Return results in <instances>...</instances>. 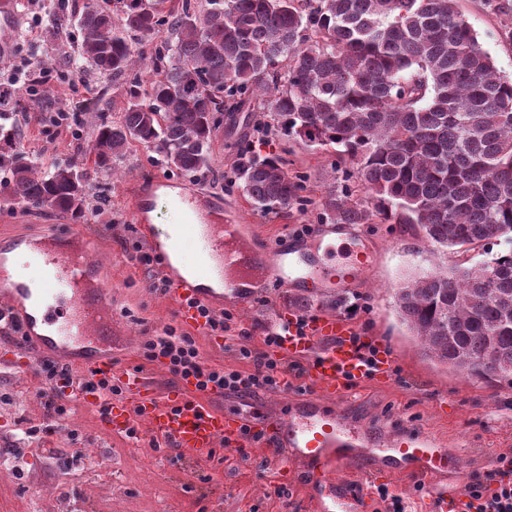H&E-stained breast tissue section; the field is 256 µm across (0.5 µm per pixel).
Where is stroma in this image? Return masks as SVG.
<instances>
[{"mask_svg": "<svg viewBox=\"0 0 512 512\" xmlns=\"http://www.w3.org/2000/svg\"><path fill=\"white\" fill-rule=\"evenodd\" d=\"M48 2L22 0L10 24L0 25V40L8 44L5 60L45 62L56 54V42L38 29ZM459 7L501 74L511 78L512 0H459ZM49 79L51 88L44 95L17 85L8 106L19 122L26 114L41 113V122L29 124L22 146L45 168L79 161L92 124L112 117V110H92L99 93L117 100L124 95L121 83L90 70L62 78L53 73ZM62 112L77 113L76 125L57 130L53 119ZM216 119L210 172L181 174L159 164L155 152L136 147L120 162L116 180L90 191L84 217L30 209L0 195V243L46 233L62 237L81 227L99 240L93 259L112 290V367L118 372L142 368L167 389L176 385L173 375L161 363L144 361L140 346L180 321L167 294L154 288L164 276L161 263L146 266L139 260L149 246L128 209L132 180L160 178L169 190L221 201L263 253L283 235L302 242V227L319 222L318 203L328 187L341 191L346 186L344 179L330 177L334 150L306 147L271 133L258 151L281 156L302 188L280 213L254 209L234 169L241 146L256 137L257 126L267 118L260 112L233 118L220 112ZM355 230L360 244L372 252L373 264L342 296L326 294L304 305L294 288L275 280L242 296L228 290L224 309L233 321L220 346H209L204 330L191 329V336L206 363L239 369V346L262 347L266 332L281 328L285 316H344L355 322L358 335L377 336L394 347V373L390 380L364 383L346 399H326V406L386 434L413 430L445 440L464 456L462 481L483 477L496 457L512 455V380L472 379L429 361L398 318L394 290L406 276L435 269L438 254L406 224H359ZM44 387L34 370L0 366V461L21 460L0 475V512H311L307 496L296 489L303 466L275 460L265 449L274 442L275 423L288 414L292 399L310 395L305 377L292 375L287 389L257 393L265 415L250 426L259 441L222 444L201 458L163 447L141 422L135 425L136 437L110 434L99 428L97 414L74 402L63 418H56L41 396ZM32 425L42 426V433L27 436ZM336 473L356 487L350 512H387V502L376 493L382 485L403 500L408 512H433L436 486L421 476L369 477L347 462L338 463Z\"/></svg>", "mask_w": 512, "mask_h": 512, "instance_id": "1", "label": "stroma"}]
</instances>
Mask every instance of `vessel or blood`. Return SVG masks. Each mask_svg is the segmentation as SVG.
Returning <instances> with one entry per match:
<instances>
[{"label":"vessel or blood","instance_id":"vessel-or-blood-1","mask_svg":"<svg viewBox=\"0 0 512 512\" xmlns=\"http://www.w3.org/2000/svg\"><path fill=\"white\" fill-rule=\"evenodd\" d=\"M162 185L157 178L135 183L129 211L163 262L189 259L187 273L172 280L167 290L176 316L186 324H198L196 304L221 308L213 288L217 282L233 288L278 279L305 295L342 288V279L327 268L319 253L284 240L272 254L259 256L236 225L228 223L221 202L202 201L191 192L162 199L158 196ZM160 203L179 219L173 231L162 235L150 223V214ZM96 246L95 239L78 232L66 241L52 235L28 240V279L0 285L1 292L14 297L10 312L18 316L26 336L21 358L6 359V366L23 369L30 356L49 357L74 346L84 356L83 369L111 376V359L98 354L112 340V308L111 295L91 260ZM354 334L353 324L338 315L308 317L301 330L289 326L276 352L284 359L305 360L306 380L316 395L296 403L280 422L270 453L302 462L310 485L328 492L336 487L331 469L339 461L362 462L375 473L414 472L433 478L440 482L433 496L434 512H448L446 482L462 473L461 455L431 436L411 431L380 438L369 426L319 404V394L341 399L368 378L391 377L394 350L375 337L358 347ZM122 383L125 399L101 419L113 434L126 433L140 418L172 447L196 458L217 443L231 444L242 436L245 417L228 416L213 407L211 392H197L185 383L160 395L136 371L124 373Z\"/></svg>","mask_w":512,"mask_h":512}]
</instances>
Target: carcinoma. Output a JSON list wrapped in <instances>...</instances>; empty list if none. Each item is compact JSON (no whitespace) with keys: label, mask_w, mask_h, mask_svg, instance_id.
I'll return each instance as SVG.
<instances>
[{"label":"carcinoma","mask_w":512,"mask_h":512,"mask_svg":"<svg viewBox=\"0 0 512 512\" xmlns=\"http://www.w3.org/2000/svg\"><path fill=\"white\" fill-rule=\"evenodd\" d=\"M47 34L77 23L78 56L119 79L126 102L76 164L44 170L0 124V172L28 208L84 215L91 186L133 145L185 175L211 169L217 112H267L283 135L332 148L363 195L330 188L332 224H409L443 254L512 244V79L458 0H72L49 4ZM151 68L149 77L141 68ZM235 177L280 211L301 185L273 154L247 152ZM401 322L431 361L468 377H512V247L403 281Z\"/></svg>","instance_id":"1"}]
</instances>
